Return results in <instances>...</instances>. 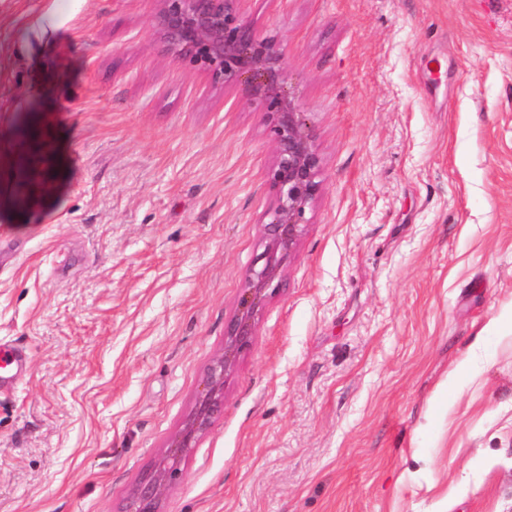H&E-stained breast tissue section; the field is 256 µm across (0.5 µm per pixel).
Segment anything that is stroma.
I'll return each instance as SVG.
<instances>
[{
  "mask_svg": "<svg viewBox=\"0 0 512 512\" xmlns=\"http://www.w3.org/2000/svg\"><path fill=\"white\" fill-rule=\"evenodd\" d=\"M0 0V512H120L224 347L259 107L158 0ZM319 193L164 512H512V0H241Z\"/></svg>",
  "mask_w": 512,
  "mask_h": 512,
  "instance_id": "35a3bbf8",
  "label": "stroma"
}]
</instances>
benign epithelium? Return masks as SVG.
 Instances as JSON below:
<instances>
[{
    "label": "benign epithelium",
    "mask_w": 512,
    "mask_h": 512,
    "mask_svg": "<svg viewBox=\"0 0 512 512\" xmlns=\"http://www.w3.org/2000/svg\"><path fill=\"white\" fill-rule=\"evenodd\" d=\"M153 29L160 52L188 60L213 89L259 103L275 143L270 170L274 195L263 224V252L244 278L238 313L224 328V352L206 372L205 388L168 453L136 481L120 512H161L163 488L181 474L185 453L224 414V386L236 356L249 349L255 317L284 287L283 268L305 231L306 208L318 193L321 158L305 112L285 87L284 56L275 36L259 37L238 12L239 0H160Z\"/></svg>",
    "instance_id": "1"
}]
</instances>
